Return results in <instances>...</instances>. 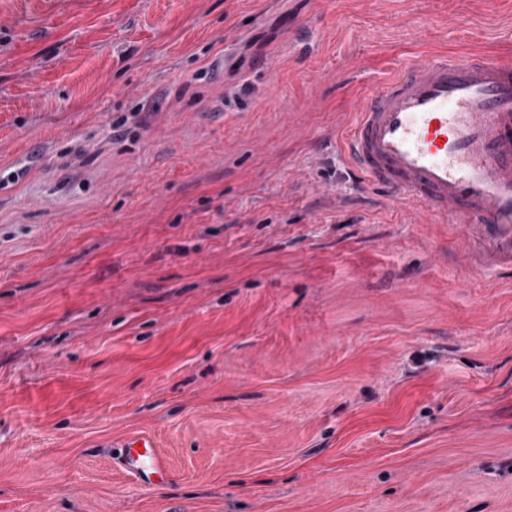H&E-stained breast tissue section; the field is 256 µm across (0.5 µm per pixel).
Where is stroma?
<instances>
[{
  "mask_svg": "<svg viewBox=\"0 0 512 512\" xmlns=\"http://www.w3.org/2000/svg\"><path fill=\"white\" fill-rule=\"evenodd\" d=\"M477 51L512 0H0V512H512V272L333 138ZM127 448H142V450L133 449L126 454L124 465L143 482H151L155 477H162L168 472L165 458L156 449L153 440L141 435L133 438Z\"/></svg>",
  "mask_w": 512,
  "mask_h": 512,
  "instance_id": "stroma-1",
  "label": "stroma"
}]
</instances>
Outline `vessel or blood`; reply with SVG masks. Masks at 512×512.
<instances>
[{
  "instance_id": "b4317fda",
  "label": "vessel or blood",
  "mask_w": 512,
  "mask_h": 512,
  "mask_svg": "<svg viewBox=\"0 0 512 512\" xmlns=\"http://www.w3.org/2000/svg\"><path fill=\"white\" fill-rule=\"evenodd\" d=\"M339 150L362 184L461 233L473 264L512 268L511 59L472 52L396 73L359 103ZM130 445L131 473L166 474L150 437Z\"/></svg>"
}]
</instances>
